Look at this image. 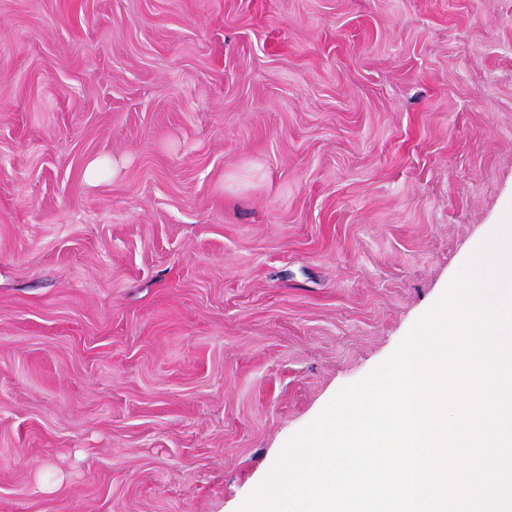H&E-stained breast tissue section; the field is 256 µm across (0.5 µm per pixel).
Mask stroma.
<instances>
[{
    "mask_svg": "<svg viewBox=\"0 0 512 512\" xmlns=\"http://www.w3.org/2000/svg\"><path fill=\"white\" fill-rule=\"evenodd\" d=\"M511 209L512 0H0V512H239Z\"/></svg>",
    "mask_w": 512,
    "mask_h": 512,
    "instance_id": "obj_1",
    "label": "stroma"
}]
</instances>
